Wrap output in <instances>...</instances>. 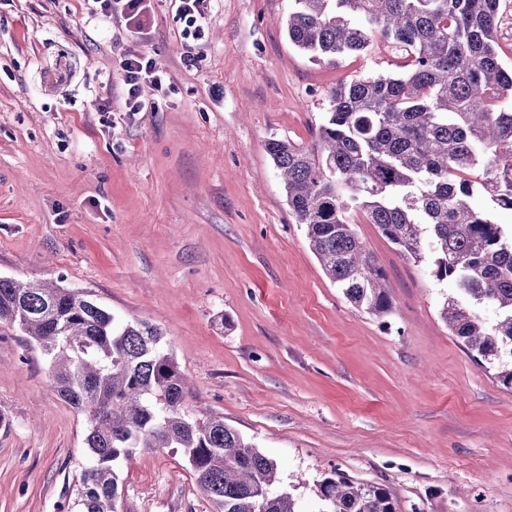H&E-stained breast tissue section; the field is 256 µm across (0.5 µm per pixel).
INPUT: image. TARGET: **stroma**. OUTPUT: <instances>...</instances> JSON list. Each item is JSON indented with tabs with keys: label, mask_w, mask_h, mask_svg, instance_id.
<instances>
[{
	"label": "stroma",
	"mask_w": 512,
	"mask_h": 512,
	"mask_svg": "<svg viewBox=\"0 0 512 512\" xmlns=\"http://www.w3.org/2000/svg\"><path fill=\"white\" fill-rule=\"evenodd\" d=\"M292 0H208L184 39L178 0L138 29L92 0H0V275L92 291L164 332L191 415L223 417L297 494L339 470L396 512H512V388L451 336L442 288L376 225L355 229L392 312L349 303L288 209L269 139L309 144L342 80L392 71L382 43L339 64L288 43ZM162 88L125 110L123 60ZM86 419L0 324V512H60L86 460ZM116 512H214L181 452L141 449Z\"/></svg>",
	"instance_id": "35a3bbf8"
}]
</instances>
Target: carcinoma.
<instances>
[{
	"mask_svg": "<svg viewBox=\"0 0 512 512\" xmlns=\"http://www.w3.org/2000/svg\"><path fill=\"white\" fill-rule=\"evenodd\" d=\"M288 41L336 64L385 41L401 70L337 84L314 140H268L289 211L345 299L384 317L386 275L357 216L451 287L440 317L512 386V66L497 51L500 0H292ZM50 363L51 386L87 419L76 512H115L116 465L140 448L182 451L216 512H300L278 463L221 416L185 407L189 381L163 331L122 319L89 291L0 275V323ZM316 512H396L389 490L335 472Z\"/></svg>",
	"mask_w": 512,
	"mask_h": 512,
	"instance_id": "carcinoma-1",
	"label": "carcinoma"
}]
</instances>
